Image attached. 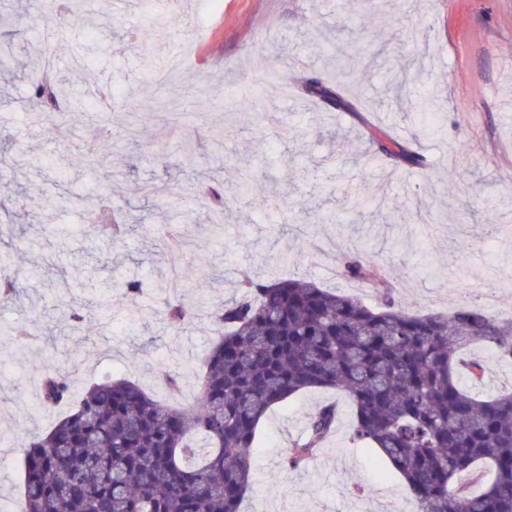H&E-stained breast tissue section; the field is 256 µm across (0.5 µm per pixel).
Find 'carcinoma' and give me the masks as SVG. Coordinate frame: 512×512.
<instances>
[{"instance_id":"cac0c4a2","label":"carcinoma","mask_w":512,"mask_h":512,"mask_svg":"<svg viewBox=\"0 0 512 512\" xmlns=\"http://www.w3.org/2000/svg\"><path fill=\"white\" fill-rule=\"evenodd\" d=\"M29 98L70 100L65 78L27 73ZM305 94L341 93L315 79ZM375 151L397 164L418 154L381 130ZM340 274L382 292L371 307L306 278L263 281L241 275V295L215 315L220 336L198 381L200 401L175 408L127 380L106 379L80 395L75 409L25 444L20 512H240L251 486L262 418L313 388L344 393L355 436L375 448L406 481L416 512H512V389L481 397L459 381L460 357L486 345L512 364V319L478 306L412 313L392 296L389 266L343 255ZM174 326L193 307L166 305ZM69 360L44 373L41 401L73 398ZM337 409L315 410L286 463L304 466L336 429ZM487 469L473 494L457 476Z\"/></svg>"}]
</instances>
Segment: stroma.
<instances>
[{"instance_id":"1","label":"stroma","mask_w":512,"mask_h":512,"mask_svg":"<svg viewBox=\"0 0 512 512\" xmlns=\"http://www.w3.org/2000/svg\"><path fill=\"white\" fill-rule=\"evenodd\" d=\"M136 2L83 0L86 36L65 28L49 42L37 20L51 0H0V42L13 49L0 67V137L10 142L0 203L22 226L8 248L19 297L0 302V360L12 367L0 375V502L21 494L26 437L69 410L41 403L49 357L79 358L78 393L112 375L172 405L195 402L214 315L236 296L241 272L311 278L377 305L376 289L336 275L345 242L392 266L396 298L414 312L462 305L461 289L494 280L486 310L512 318V0H180L149 26ZM46 57L96 108L95 122L57 108L45 124L28 120L24 72ZM401 72L416 97H432L434 127L382 104ZM312 76L341 84L354 112L306 97ZM242 91L260 97L257 111L232 112ZM118 113L137 124V138H109L103 165L61 179ZM52 122L69 123V137L55 138ZM367 123L411 144L419 164L376 154L361 135ZM245 169L249 195L237 191ZM193 181L223 190V236ZM86 197L142 219L106 245ZM149 198L156 207L145 208ZM163 204L186 217L181 248L166 253L156 250ZM472 238L481 248L461 249ZM131 279L146 284L134 300ZM176 295L196 316L173 331L163 311ZM70 306L85 318L78 342L61 320ZM18 325L29 341L14 336ZM164 366L180 373V392L168 394ZM329 403L335 432L307 465L288 468L290 441ZM353 421L348 398L330 389L271 409L243 512H415L402 478L354 439Z\"/></svg>"}]
</instances>
